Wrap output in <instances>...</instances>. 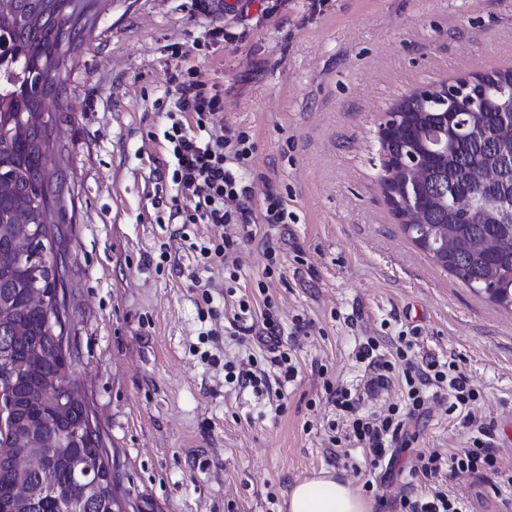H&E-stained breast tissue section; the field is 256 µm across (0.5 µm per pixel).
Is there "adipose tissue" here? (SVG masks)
Masks as SVG:
<instances>
[{
  "label": "adipose tissue",
  "mask_w": 512,
  "mask_h": 512,
  "mask_svg": "<svg viewBox=\"0 0 512 512\" xmlns=\"http://www.w3.org/2000/svg\"><path fill=\"white\" fill-rule=\"evenodd\" d=\"M374 503L351 482L323 470L297 482L288 494V512H373Z\"/></svg>",
  "instance_id": "1"
}]
</instances>
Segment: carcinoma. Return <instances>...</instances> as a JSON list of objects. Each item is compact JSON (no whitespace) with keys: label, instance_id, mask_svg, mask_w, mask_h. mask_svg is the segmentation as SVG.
<instances>
[{"label":"carcinoma","instance_id":"carcinoma-1","mask_svg":"<svg viewBox=\"0 0 512 512\" xmlns=\"http://www.w3.org/2000/svg\"><path fill=\"white\" fill-rule=\"evenodd\" d=\"M74 0H15L10 13L0 14V34L8 36L13 51L0 58V125L14 130L12 136L0 139V163L13 171L12 182L0 193V214H7L14 201L28 198L37 187L47 189L58 204L64 202L63 175L46 168L47 154L53 150L51 130L53 115L39 125L28 126L19 117L45 113V100H59L66 90L65 61L73 59L89 35L94 15L80 18ZM42 71L44 93L32 96L27 89L31 72ZM486 108L489 112L512 111V69H492L474 74L457 86V92L446 97L421 100L403 97L394 106L399 112L403 134L391 143L393 160L418 155L431 169L430 180L412 191L416 199L429 206L425 224L443 225L456 239L459 249L448 255L441 267L452 273L478 293L494 287L489 300L505 309L512 307V223L502 222L497 212L486 208L467 212L456 205L457 197L474 194L496 196L512 187V150L495 141L489 123L475 122L472 111ZM446 128L447 152L437 156L429 152L418 132L423 128ZM490 170L499 179L480 183L475 173ZM497 242L494 252L486 243ZM0 286L13 289V324H0V341L15 326L24 333L4 347L10 358L12 374L1 381L0 388L12 397V414L16 421L38 426L53 445L46 465L57 473V484L49 493L36 498L28 512H61V503L72 489L66 481L70 468L97 455H106L99 430L75 442L65 433L69 420L78 411L62 414L47 387L31 373L33 356L42 345L46 311L30 302L28 280L12 254L0 252ZM17 472L0 469V512H15L17 505L12 487ZM109 487L101 488L86 503L85 512H111Z\"/></svg>","mask_w":512,"mask_h":512}]
</instances>
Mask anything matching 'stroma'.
Masks as SVG:
<instances>
[{
    "mask_svg": "<svg viewBox=\"0 0 512 512\" xmlns=\"http://www.w3.org/2000/svg\"><path fill=\"white\" fill-rule=\"evenodd\" d=\"M92 35L67 65L48 168L66 178L59 226L71 256L67 374L87 402L127 512H286L292 485L333 469L394 512L418 455L450 456L474 432L448 398L407 420L396 462L328 445L338 422L326 387L357 394L362 415L404 407L401 370L368 394L358 357L455 363L512 468V310L442 269L404 233L377 183L384 113L414 89L512 67V0H96ZM224 32L223 42L210 38ZM224 96L219 125L247 132L251 216L235 281L204 263L215 224H189L164 137L176 89ZM290 213L262 226L267 194ZM273 276H266V268ZM272 312L293 381L232 334L239 300ZM274 385L258 398L224 380L248 358ZM466 512H498L492 480L449 481Z\"/></svg>",
    "mask_w": 512,
    "mask_h": 512,
    "instance_id": "obj_1",
    "label": "stroma"
}]
</instances>
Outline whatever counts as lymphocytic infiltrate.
Wrapping results in <instances>:
<instances>
[{
	"instance_id": "f902f5d3",
	"label": "lymphocytic infiltrate",
	"mask_w": 512,
	"mask_h": 512,
	"mask_svg": "<svg viewBox=\"0 0 512 512\" xmlns=\"http://www.w3.org/2000/svg\"><path fill=\"white\" fill-rule=\"evenodd\" d=\"M223 110L221 93L181 87L174 111L167 114L170 127L165 138L174 145L173 182L192 205L188 222L223 226L224 237L215 246L212 259L224 267L233 268L238 264L241 243L254 237L250 229L251 187L247 182L254 145L243 132H210V124ZM188 113L195 119L191 128L184 123ZM403 374L408 388L409 417L420 416L426 411L429 392L436 389L448 393L452 409L463 411L465 425L477 432L469 448L449 459H442L437 453L420 457L419 472L432 477L444 471L452 481L465 476L481 479L490 474L495 476L497 488H511L512 471L501 468L497 449L481 437L484 424L470 410L478 395L467 379L460 374L447 376L433 362L423 368L407 363ZM330 400L337 410L352 415L344 434L345 441L367 448L373 461H382L401 440L405 422L395 414L356 416L353 399L341 388L331 392Z\"/></svg>"
}]
</instances>
